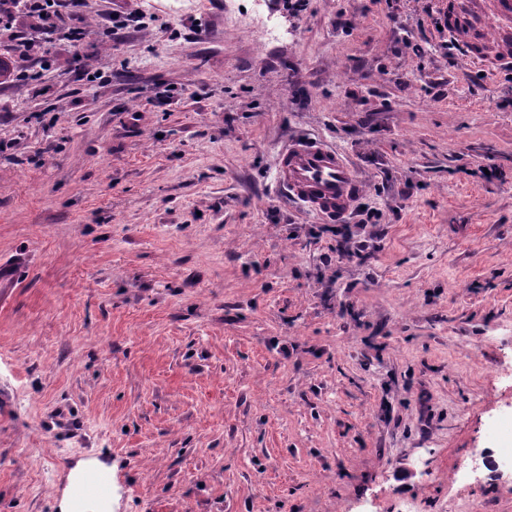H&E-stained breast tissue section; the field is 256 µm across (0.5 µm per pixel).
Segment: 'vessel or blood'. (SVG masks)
Here are the masks:
<instances>
[{"label": "vessel or blood", "instance_id": "vessel-or-blood-1", "mask_svg": "<svg viewBox=\"0 0 512 512\" xmlns=\"http://www.w3.org/2000/svg\"><path fill=\"white\" fill-rule=\"evenodd\" d=\"M450 14L448 35L465 57L495 70L512 65V0H453ZM276 175L309 213L336 222L350 213L364 187L347 156L317 140L283 148ZM111 487V472L88 470L77 487L82 512H98Z\"/></svg>", "mask_w": 512, "mask_h": 512}]
</instances>
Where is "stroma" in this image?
<instances>
[{
  "mask_svg": "<svg viewBox=\"0 0 512 512\" xmlns=\"http://www.w3.org/2000/svg\"><path fill=\"white\" fill-rule=\"evenodd\" d=\"M447 9L85 0L39 91L0 78V512L81 456L115 512H512L454 481L512 422V77ZM293 139L362 176L365 258L277 184Z\"/></svg>",
  "mask_w": 512,
  "mask_h": 512,
  "instance_id": "stroma-1",
  "label": "stroma"
}]
</instances>
